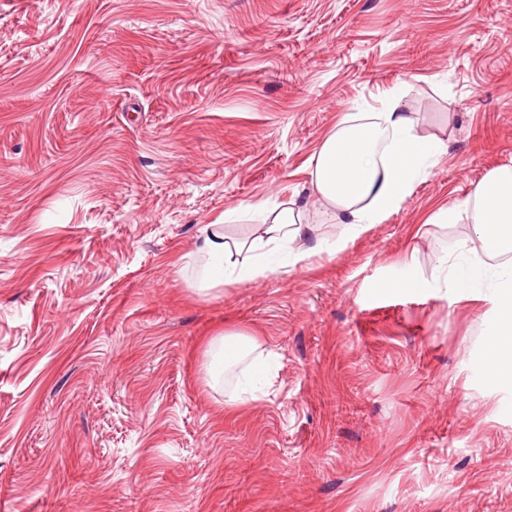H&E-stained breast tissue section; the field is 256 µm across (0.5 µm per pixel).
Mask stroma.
<instances>
[{
    "instance_id": "obj_1",
    "label": "stroma",
    "mask_w": 512,
    "mask_h": 512,
    "mask_svg": "<svg viewBox=\"0 0 512 512\" xmlns=\"http://www.w3.org/2000/svg\"><path fill=\"white\" fill-rule=\"evenodd\" d=\"M393 91L446 150L350 240L309 161ZM502 166L512 0H0V512H512L494 261L430 221ZM291 200L319 253L199 290ZM219 336L220 337L218 341L221 346L222 357L224 355L225 365L229 363H236L242 357L244 350L251 344L255 343V339L253 337H250L251 335L242 334L234 331L224 332ZM229 349L234 350V353L232 355L230 352H228L230 356L227 355V351Z\"/></svg>"
}]
</instances>
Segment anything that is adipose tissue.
Instances as JSON below:
<instances>
[{
	"label": "adipose tissue",
	"mask_w": 512,
	"mask_h": 512,
	"mask_svg": "<svg viewBox=\"0 0 512 512\" xmlns=\"http://www.w3.org/2000/svg\"><path fill=\"white\" fill-rule=\"evenodd\" d=\"M444 149L441 139L419 135L415 113L391 94L362 119L342 120L323 140L310 162V193L333 223L360 234L400 206ZM433 221L470 224L488 252L507 259L499 269V310L484 361L490 377L502 378L504 365L512 361V167L489 171L471 201L440 208ZM309 232L302 207L269 211L252 240L243 243L225 236L223 225H204L194 249L206 260L202 289L264 275L271 255Z\"/></svg>",
	"instance_id": "adipose-tissue-1"
}]
</instances>
